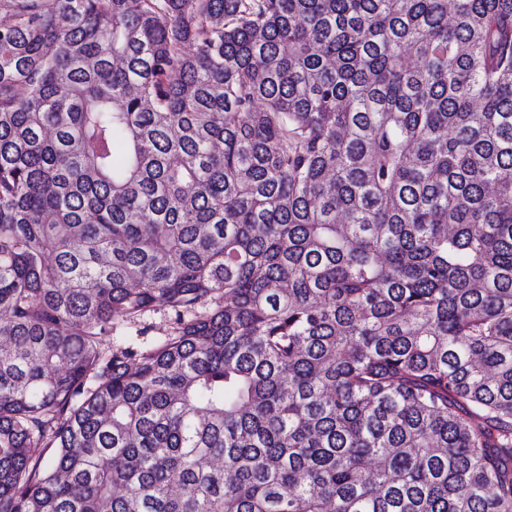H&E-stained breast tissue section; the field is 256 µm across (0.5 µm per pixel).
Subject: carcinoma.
Segmentation results:
<instances>
[{
  "label": "carcinoma",
  "instance_id": "1",
  "mask_svg": "<svg viewBox=\"0 0 512 512\" xmlns=\"http://www.w3.org/2000/svg\"><path fill=\"white\" fill-rule=\"evenodd\" d=\"M2 14L0 512H512V0ZM175 314L164 304H156L154 309L131 321H113L112 334L103 338L102 348L110 350L128 345L146 346L162 341L173 333Z\"/></svg>",
  "mask_w": 512,
  "mask_h": 512
}]
</instances>
